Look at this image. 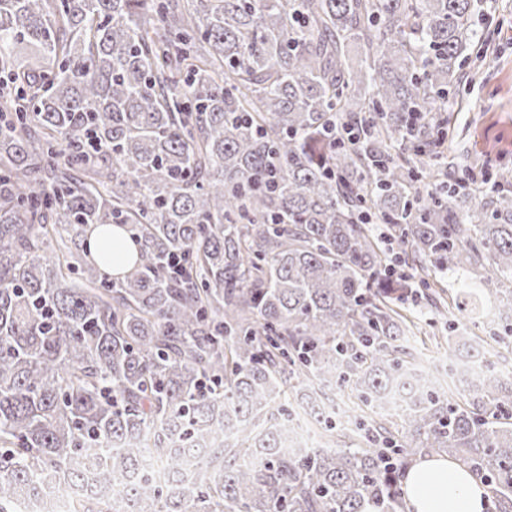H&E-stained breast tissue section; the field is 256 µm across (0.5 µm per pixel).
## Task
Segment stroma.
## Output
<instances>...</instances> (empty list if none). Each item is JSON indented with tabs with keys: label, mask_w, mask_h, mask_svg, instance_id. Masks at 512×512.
Here are the masks:
<instances>
[{
	"label": "stroma",
	"mask_w": 512,
	"mask_h": 512,
	"mask_svg": "<svg viewBox=\"0 0 512 512\" xmlns=\"http://www.w3.org/2000/svg\"><path fill=\"white\" fill-rule=\"evenodd\" d=\"M476 28V49L494 54L496 61L449 97L448 142L441 164L458 172L479 157L488 160L490 172L504 174L512 171V0H483ZM354 404V397L332 388L297 411L307 432L319 434L323 415Z\"/></svg>",
	"instance_id": "1"
}]
</instances>
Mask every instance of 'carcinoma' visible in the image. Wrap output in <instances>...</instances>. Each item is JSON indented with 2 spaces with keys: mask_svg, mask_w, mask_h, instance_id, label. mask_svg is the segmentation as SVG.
<instances>
[{
  "mask_svg": "<svg viewBox=\"0 0 512 512\" xmlns=\"http://www.w3.org/2000/svg\"><path fill=\"white\" fill-rule=\"evenodd\" d=\"M478 2L0 0V512H406L418 454L512 512V375L454 400L402 313L463 270L494 306L458 314L512 341V190L436 164ZM325 383L367 446L294 447ZM104 233H112V242L113 239L122 240L118 246L114 245V243L112 245V263L102 266L107 273L116 276L121 272L123 264L137 254V246L132 243L128 238V234L121 227L115 224L103 225L96 228L91 236L92 252L95 260H97V255L94 251L93 244L94 241ZM120 251H122V253L116 257L114 254ZM315 396V400L309 404H302L296 407V411L300 414L301 421L304 424V428L311 434H319L324 432V425L320 422L322 415L332 413L333 408L336 407V412L340 408L355 407V414L358 418L365 422L366 427L376 426L377 422L380 421L379 417L373 415L370 411L363 407V411L358 409L355 402L357 399L348 396L347 392L339 391L336 388L328 389L325 388Z\"/></svg>",
  "mask_w": 512,
  "mask_h": 512,
  "instance_id": "cac0c4a2",
  "label": "carcinoma"
}]
</instances>
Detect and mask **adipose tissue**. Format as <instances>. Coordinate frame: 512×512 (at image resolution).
Returning a JSON list of instances; mask_svg holds the SVG:
<instances>
[{
    "label": "adipose tissue",
    "mask_w": 512,
    "mask_h": 512,
    "mask_svg": "<svg viewBox=\"0 0 512 512\" xmlns=\"http://www.w3.org/2000/svg\"><path fill=\"white\" fill-rule=\"evenodd\" d=\"M410 512H485L487 491L463 465L445 456L425 457L403 479Z\"/></svg>",
    "instance_id": "adipose-tissue-1"
}]
</instances>
